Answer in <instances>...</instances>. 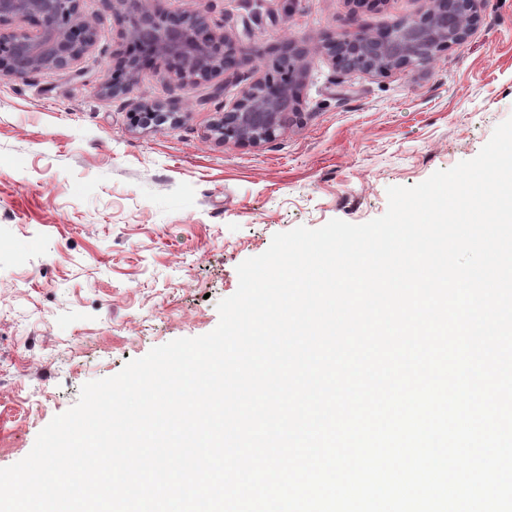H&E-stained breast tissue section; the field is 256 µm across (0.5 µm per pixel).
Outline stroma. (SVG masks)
<instances>
[{
	"label": "stroma",
	"instance_id": "stroma-1",
	"mask_svg": "<svg viewBox=\"0 0 512 512\" xmlns=\"http://www.w3.org/2000/svg\"><path fill=\"white\" fill-rule=\"evenodd\" d=\"M157 4L206 14L236 42L235 70L189 90L156 59L130 93L106 94L129 46L103 0H81L96 41L70 69L0 79V467L26 457L86 382L211 332L238 265L274 234L378 218L389 187L474 158L512 118V0H489L465 42L428 65L379 78L344 73L320 45L356 23L384 32L428 0ZM288 41L310 51L300 116L259 146L216 141L217 110ZM168 103L176 126L133 122Z\"/></svg>",
	"mask_w": 512,
	"mask_h": 512
}]
</instances>
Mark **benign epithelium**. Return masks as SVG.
<instances>
[{
    "mask_svg": "<svg viewBox=\"0 0 512 512\" xmlns=\"http://www.w3.org/2000/svg\"><path fill=\"white\" fill-rule=\"evenodd\" d=\"M81 0H0V78H25L44 69H66L95 43L96 28L80 14ZM152 0H108L106 8L122 27V36L141 46L143 62H174L182 84L191 87L235 64V47L224 33L211 28L204 13L186 10L170 18L151 6ZM485 0H429L422 17L397 20L373 35L353 30L326 41L321 49L347 72L384 77L396 70L422 67L438 54L462 44L470 22ZM34 20V33L4 31ZM309 50L288 43L265 67L264 75L246 83L236 100L219 113L212 132L225 143L255 146L281 132L299 110V89L308 71ZM177 119L176 106L139 113L145 127L161 129Z\"/></svg>",
    "mask_w": 512,
    "mask_h": 512,
    "instance_id": "obj_1",
    "label": "benign epithelium"
}]
</instances>
